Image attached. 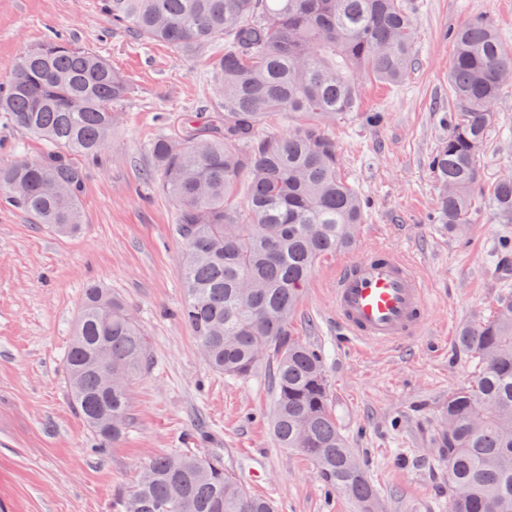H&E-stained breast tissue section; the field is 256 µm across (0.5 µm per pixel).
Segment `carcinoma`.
I'll use <instances>...</instances> for the list:
<instances>
[{
    "instance_id": "1",
    "label": "carcinoma",
    "mask_w": 512,
    "mask_h": 512,
    "mask_svg": "<svg viewBox=\"0 0 512 512\" xmlns=\"http://www.w3.org/2000/svg\"><path fill=\"white\" fill-rule=\"evenodd\" d=\"M112 24L181 52L223 42L214 69L224 110L185 118L182 136L147 150L176 205L188 325L216 371L246 378L272 365V433L309 458L324 488L380 512L371 484L332 407L321 351L293 334L290 319L316 262L356 243L365 198L342 174L326 127L355 112L364 77L400 85L415 55L403 0H101ZM448 134L429 166L439 184V222L462 235L483 189L480 151L495 107L512 86V50L481 19L453 34ZM129 81L101 54L59 36L23 51L0 85V117L43 141L41 157L0 165V198L64 236L82 224L78 157L112 142ZM297 117L286 134L264 127ZM248 192L239 202L237 189ZM487 191L498 222L512 224V175ZM456 345L475 376L448 393L436 447L448 452V512H512V291L489 316L463 324ZM124 381L107 390L100 361ZM150 350L131 307L112 289H85L65 356L70 403L103 444L128 425L132 383ZM112 502L113 512H274L224 469L216 454L155 456Z\"/></svg>"
}]
</instances>
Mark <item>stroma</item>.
<instances>
[{
    "label": "stroma",
    "instance_id": "stroma-1",
    "mask_svg": "<svg viewBox=\"0 0 512 512\" xmlns=\"http://www.w3.org/2000/svg\"><path fill=\"white\" fill-rule=\"evenodd\" d=\"M415 63L402 85L366 81L359 111L337 118L342 172L370 204L352 249L314 267L291 329L325 356L332 405L382 501V512H448V464L434 444L439 411L474 366L459 351L460 326L486 313L503 285L495 252L512 239L488 198L476 196L467 236L437 223L439 187L428 159L445 135L451 104L453 32L471 19L492 24L512 48V0H410ZM58 32L96 51L133 88L110 147L83 164L84 224L61 237L0 203V512H112V499L143 464L168 453L220 454L276 512H360L326 496L312 463L276 447L268 367L246 379L215 373L178 317L182 245L176 206L147 179L146 144L180 132L187 114L224 103L210 59L216 47L178 52L112 25L98 0H0V83L19 55ZM380 112L381 123L367 115ZM486 182L512 173V88L495 109L481 156ZM387 247L411 259L431 284L429 325L394 347L341 343L331 288L346 259ZM112 288L131 305L152 370L132 386L129 431L95 448L73 412L64 357L84 289Z\"/></svg>",
    "mask_w": 512,
    "mask_h": 512
}]
</instances>
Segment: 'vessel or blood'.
Masks as SVG:
<instances>
[{
	"instance_id": "obj_1",
	"label": "vessel or blood",
	"mask_w": 512,
	"mask_h": 512,
	"mask_svg": "<svg viewBox=\"0 0 512 512\" xmlns=\"http://www.w3.org/2000/svg\"><path fill=\"white\" fill-rule=\"evenodd\" d=\"M332 301L340 335L359 344H404L429 320L431 295L411 263L381 248L343 264Z\"/></svg>"
}]
</instances>
